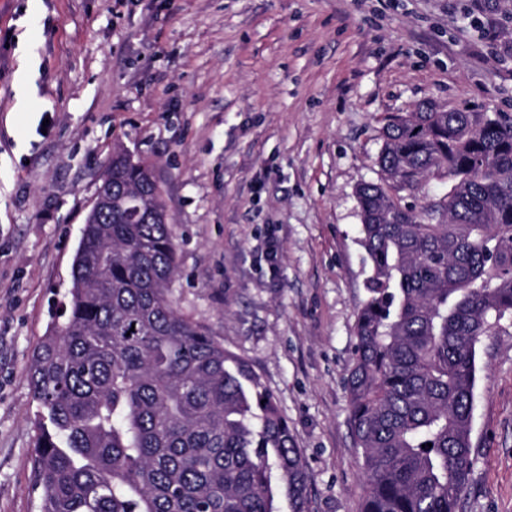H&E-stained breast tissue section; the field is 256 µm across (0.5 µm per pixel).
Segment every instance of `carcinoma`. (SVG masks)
<instances>
[{"mask_svg": "<svg viewBox=\"0 0 512 512\" xmlns=\"http://www.w3.org/2000/svg\"><path fill=\"white\" fill-rule=\"evenodd\" d=\"M358 187L369 273L346 387L361 512H457L472 466L476 345L512 314V116L431 104L389 119ZM431 174L419 210L398 192ZM84 225L69 311L29 382L43 512H310L262 378L174 298L177 243L150 164L116 151ZM425 195L421 192H413L409 190H401L399 195L403 198L402 203L414 205L420 208L425 203L438 200L448 192V179L440 178L436 175L427 179L425 187Z\"/></svg>", "mask_w": 512, "mask_h": 512, "instance_id": "1", "label": "carcinoma"}]
</instances>
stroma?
Listing matches in <instances>:
<instances>
[{
	"mask_svg": "<svg viewBox=\"0 0 512 512\" xmlns=\"http://www.w3.org/2000/svg\"><path fill=\"white\" fill-rule=\"evenodd\" d=\"M475 0H0V512H41L33 351L68 301L116 146L149 163L175 296L275 395L311 512H360L346 378L368 266L357 187L390 116L512 114ZM458 512H512V315L478 346Z\"/></svg>",
	"mask_w": 512,
	"mask_h": 512,
	"instance_id": "35a3bbf8",
	"label": "stroma"
}]
</instances>
